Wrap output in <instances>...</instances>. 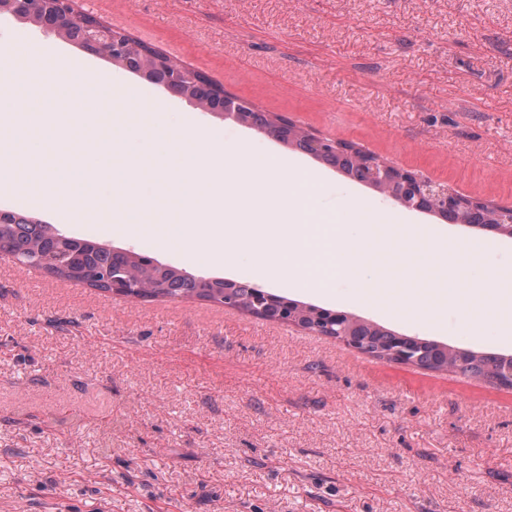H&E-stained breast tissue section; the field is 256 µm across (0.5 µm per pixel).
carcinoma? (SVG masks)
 Segmentation results:
<instances>
[{
	"instance_id": "1",
	"label": "carcinoma",
	"mask_w": 512,
	"mask_h": 512,
	"mask_svg": "<svg viewBox=\"0 0 512 512\" xmlns=\"http://www.w3.org/2000/svg\"><path fill=\"white\" fill-rule=\"evenodd\" d=\"M316 160L346 173L354 172L351 158L345 154L316 157ZM0 244L21 256L41 257L48 261L46 273L56 279L83 283L101 292H112V277H131L142 282L158 281L163 285L160 294L168 298H198L202 300L233 299L242 304L252 296L251 285L223 277H214L199 285L196 277L178 268L147 269L144 260L134 255L113 251L103 243L84 238L65 236L52 230L51 225L30 219L25 213L15 222L0 223ZM318 306L295 302V311L301 323L314 332L325 330V325H314ZM363 350L382 359L386 352L402 346L411 352L413 364L433 363L434 371H452L463 376L486 380L494 385L508 382L507 366H512V354L499 353L494 366L484 367L486 352L450 347L435 340L418 336H395L383 325L366 326L360 336Z\"/></svg>"
}]
</instances>
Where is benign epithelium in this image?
I'll list each match as a JSON object with an SVG mask.
<instances>
[{"label":"benign epithelium","instance_id":"obj_1","mask_svg":"<svg viewBox=\"0 0 512 512\" xmlns=\"http://www.w3.org/2000/svg\"><path fill=\"white\" fill-rule=\"evenodd\" d=\"M21 12L26 14V20L42 32L68 40L76 34L78 39L75 43L85 51L104 56L127 70L132 69L125 43L128 34L78 9L76 0H0V15L16 17ZM169 64L171 68L166 70L165 78L160 83L165 90L194 103L206 112L246 124L244 111L235 96L225 94L224 110H214L193 96L192 70L172 58L169 59ZM304 134L305 142L292 144V147L304 154L308 153L311 146L319 150L329 148L334 151L358 152L362 159L366 185L402 208L428 213L451 224L512 236V205H501L462 194L448 187L445 181L398 167L354 142L326 137L308 129L304 130ZM288 309V299L257 286L248 313L268 321L297 324L294 316L286 315ZM326 323L339 326L336 340L360 350L355 329L363 324L362 320L346 312L331 311Z\"/></svg>","mask_w":512,"mask_h":512}]
</instances>
